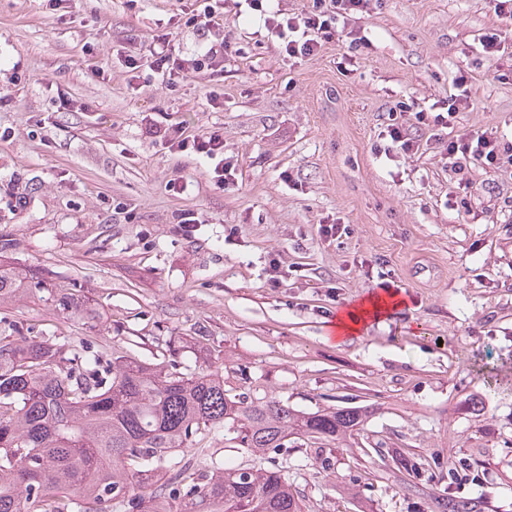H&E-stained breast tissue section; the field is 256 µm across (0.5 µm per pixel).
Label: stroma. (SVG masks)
<instances>
[{
    "instance_id": "1",
    "label": "stroma",
    "mask_w": 512,
    "mask_h": 512,
    "mask_svg": "<svg viewBox=\"0 0 512 512\" xmlns=\"http://www.w3.org/2000/svg\"><path fill=\"white\" fill-rule=\"evenodd\" d=\"M192 0H0V234L36 277L75 287L101 312L89 327L31 288L0 304V323L32 330L102 362L116 357L195 370L224 387L306 413L363 406L362 429L335 440L243 447L232 423L174 452L185 482L227 467L281 470L303 512H432L454 492L482 512H512V175L456 174L436 149L385 153L398 103L429 108L470 70L473 109L458 133L512 137V55L474 66L476 38L512 40V18L488 0H372L348 53L339 34L288 65L257 27L230 28L223 74L132 90L121 51L169 33L184 54ZM72 99L63 108L61 97ZM221 130L235 164L222 187L203 157L170 151L145 118ZM183 178L188 189L170 191ZM130 216L113 213L114 203ZM200 224L192 238L180 212ZM323 224L348 232L335 241ZM289 276L268 283L271 255ZM388 288L408 303L336 344L343 305ZM404 452L419 476L398 471ZM464 461L449 488L434 459Z\"/></svg>"
}]
</instances>
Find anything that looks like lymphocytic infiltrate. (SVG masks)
<instances>
[{"instance_id":"1","label":"lymphocytic infiltrate","mask_w":512,"mask_h":512,"mask_svg":"<svg viewBox=\"0 0 512 512\" xmlns=\"http://www.w3.org/2000/svg\"><path fill=\"white\" fill-rule=\"evenodd\" d=\"M196 7L184 23L188 31L201 39L200 52L186 56L174 47L168 35L154 36L147 55H126L124 66L132 80L143 74L172 83L189 74L201 71L221 73L228 56L229 40L224 36L226 14L241 17L251 14L268 40L276 42L283 59L300 63L319 54L326 42L342 34L351 24L359 20L370 0H313L311 9L288 12L280 0H195ZM470 75L458 71L454 78L455 94L441 101L439 110L430 114L415 112L417 125L430 128L427 138L409 136L404 125L388 124L385 130L392 149L402 155L417 154L423 144L442 146L446 158L452 159L457 172L473 166L496 171L512 169V140H505L493 132L451 135L447 127L451 116L469 109L471 101L466 93ZM152 134L160 137L172 150L191 153L213 161V173L217 183H224L226 176L234 171L231 159L224 156V138L220 132L211 131L193 134L186 127L171 125L152 127Z\"/></svg>"}]
</instances>
